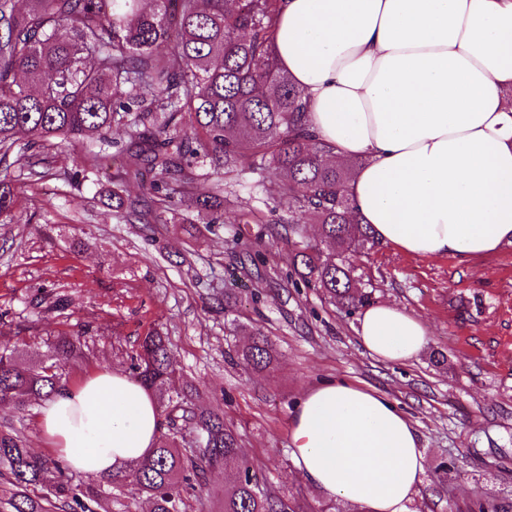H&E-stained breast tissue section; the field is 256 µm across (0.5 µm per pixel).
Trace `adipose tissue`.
Segmentation results:
<instances>
[{"label": "adipose tissue", "instance_id": "obj_1", "mask_svg": "<svg viewBox=\"0 0 512 512\" xmlns=\"http://www.w3.org/2000/svg\"><path fill=\"white\" fill-rule=\"evenodd\" d=\"M277 64L303 90L336 159L358 160L347 194L382 244L463 260L512 243V0H279ZM364 353L417 356L422 320L392 303L363 308ZM45 448L102 476L148 456L161 434L153 393L96 370L38 410ZM302 475L364 512H408L424 472L411 420L386 398L330 380L292 418Z\"/></svg>", "mask_w": 512, "mask_h": 512}]
</instances>
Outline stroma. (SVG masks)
I'll return each instance as SVG.
<instances>
[{
    "mask_svg": "<svg viewBox=\"0 0 512 512\" xmlns=\"http://www.w3.org/2000/svg\"><path fill=\"white\" fill-rule=\"evenodd\" d=\"M83 146L45 152L46 176L31 182L30 154L12 151L19 176L12 223L0 224V347L27 360L47 351L48 335L87 327V347L71 381L105 367L123 372L140 333L169 339L179 381L195 407L224 406L261 485L296 512H356L327 500L297 473L291 417L320 380L343 378L395 401L411 419L424 474L410 512H469L479 498L512 505V244L470 262L416 258L375 244L351 259L353 275L420 318L428 343L415 358L380 362L357 342V312L312 289L293 288L283 225L240 224L227 207L213 229L187 234L153 203L150 235L113 217L103 193L111 169L67 180ZM251 157L229 179L243 205L265 211ZM265 255L251 260L249 250ZM230 299V309L220 308ZM277 360L256 372L233 355L254 330ZM446 356L435 363L434 353Z\"/></svg>",
    "mask_w": 512,
    "mask_h": 512,
    "instance_id": "35a3bbf8",
    "label": "stroma"
}]
</instances>
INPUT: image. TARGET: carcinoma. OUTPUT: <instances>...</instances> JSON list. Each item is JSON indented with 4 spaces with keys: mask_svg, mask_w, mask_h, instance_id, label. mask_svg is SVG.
<instances>
[{
    "mask_svg": "<svg viewBox=\"0 0 512 512\" xmlns=\"http://www.w3.org/2000/svg\"><path fill=\"white\" fill-rule=\"evenodd\" d=\"M0 0V223L13 220L16 179L12 149L40 150L62 142L99 144L80 159L98 168L115 147L123 164L112 177L115 216L131 223L141 205L117 186L148 181L163 202L189 201L204 221L224 204L238 206L239 223L256 213L224 194L216 182L195 192L197 169L232 175L249 154L259 169L288 173L262 189L271 222H288V259L295 288H316L356 310L371 293L352 275L349 256L374 242L352 215L346 184L355 161L333 164V147L309 123L304 93L281 71L272 52L278 0ZM120 126L124 140L112 139ZM288 207V219L279 215ZM317 224L312 241L303 225ZM83 334H58L48 353L29 363L0 350V405L24 410L52 397L83 354ZM275 357L262 332L237 352L260 371ZM132 376L158 395L163 428L156 448L127 472L77 480L63 461L32 451L24 436L0 429V495L9 512H109L106 488L134 478L151 512H185L184 492L224 469L223 512H281L284 499L259 486L224 410H198L173 386L169 342L159 329L140 336L130 356ZM201 438L204 451L177 438L181 427Z\"/></svg>",
    "mask_w": 512,
    "mask_h": 512,
    "instance_id": "1",
    "label": "carcinoma"
}]
</instances>
